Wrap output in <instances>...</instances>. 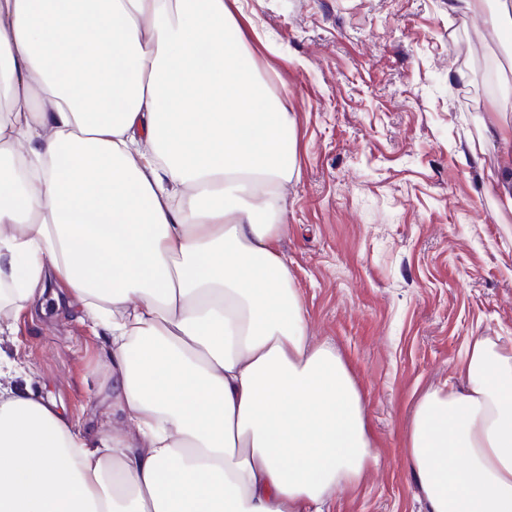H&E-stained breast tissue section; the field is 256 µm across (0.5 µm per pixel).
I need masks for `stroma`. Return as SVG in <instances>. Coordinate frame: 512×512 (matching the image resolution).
<instances>
[{
  "label": "stroma",
  "mask_w": 512,
  "mask_h": 512,
  "mask_svg": "<svg viewBox=\"0 0 512 512\" xmlns=\"http://www.w3.org/2000/svg\"><path fill=\"white\" fill-rule=\"evenodd\" d=\"M450 0H236L237 39L297 124L286 189L288 259L316 341L335 346L366 396L375 460L333 512H425L401 453L417 397L475 336L512 347V213L484 187L498 148L469 155L505 94L491 16ZM0 354L13 384L56 400L75 429L112 430L107 346L43 310L12 320Z\"/></svg>",
  "instance_id": "obj_1"
}]
</instances>
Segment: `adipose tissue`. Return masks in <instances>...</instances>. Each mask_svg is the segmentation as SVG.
Masks as SVG:
<instances>
[{
    "label": "adipose tissue",
    "mask_w": 512,
    "mask_h": 512,
    "mask_svg": "<svg viewBox=\"0 0 512 512\" xmlns=\"http://www.w3.org/2000/svg\"><path fill=\"white\" fill-rule=\"evenodd\" d=\"M226 0H0V313L109 347L97 440L0 385V512H331L374 460L278 249L296 121ZM403 454L426 512H512V349L467 345Z\"/></svg>",
    "instance_id": "1"
}]
</instances>
